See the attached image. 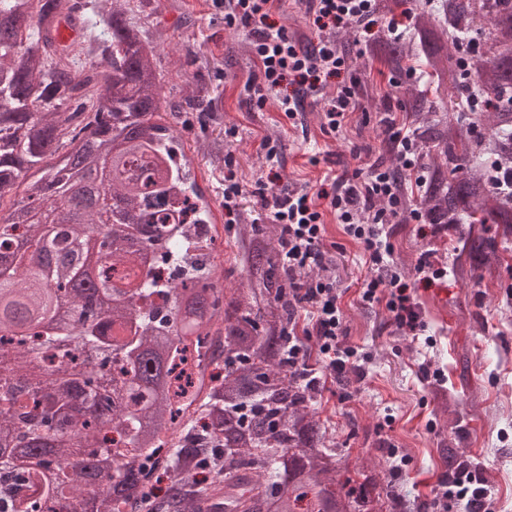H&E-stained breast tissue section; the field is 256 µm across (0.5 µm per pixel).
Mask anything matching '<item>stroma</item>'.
Instances as JSON below:
<instances>
[{
	"label": "stroma",
	"mask_w": 512,
	"mask_h": 512,
	"mask_svg": "<svg viewBox=\"0 0 512 512\" xmlns=\"http://www.w3.org/2000/svg\"><path fill=\"white\" fill-rule=\"evenodd\" d=\"M133 16L157 52L159 91L176 115L177 128L192 173L211 198L213 223L224 234V266L219 274L225 287L240 280L238 225L229 223L218 181L227 172L252 182L262 174L258 152L263 136L279 143L284 159L282 180L297 189L316 191L327 173L356 166L352 145L371 150V160L385 157L380 120L385 112L403 119L402 110H390L389 101L403 100L423 89V76L392 77L377 61L363 56L370 35L387 26L376 19L368 27L341 30L348 41V76L366 91L369 122L353 115L341 139L320 130L318 104L308 103L301 126L280 121L274 106L250 110L244 85L255 66L246 31L228 30L222 15L212 12L209 0H142ZM236 135H228L229 127ZM232 165H225V158ZM394 261L407 277H414L422 252L434 251L444 262H454L455 240L447 235L421 238L413 224L394 227ZM328 275L343 291L342 305L351 343L370 354L367 378L354 399L342 403L335 383H328L320 399L319 416L337 448L351 466L376 463L380 484L396 486L411 512H430L428 505L445 472L439 450L450 437L460 439L469 461L483 472L494 493V512H512V302L503 287H474L448 279L418 292L431 344L398 335L380 304L362 303L358 289L367 267L359 245L345 234L334 215L325 217ZM443 369L446 392L434 394L421 379L423 365ZM392 415L389 439L409 459L408 476L394 484L379 448V425Z\"/></svg>",
	"instance_id": "35a3bbf8"
}]
</instances>
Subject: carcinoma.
Masks as SVG:
<instances>
[{
    "instance_id": "obj_1",
    "label": "carcinoma",
    "mask_w": 512,
    "mask_h": 512,
    "mask_svg": "<svg viewBox=\"0 0 512 512\" xmlns=\"http://www.w3.org/2000/svg\"><path fill=\"white\" fill-rule=\"evenodd\" d=\"M71 0H0L10 24L0 40V512H201L202 496L224 489L223 512H383L375 510L372 471L350 465L330 443L316 411V394L288 368V326L295 317L291 277L281 237L253 230L240 236L244 280L224 292L205 255L194 276L174 283L169 320L156 324L137 301L157 287L154 262L177 263L190 226L208 210L190 173L178 162L181 143L163 111L154 49L128 18L132 0H112L104 30L87 51L52 37ZM433 18L418 21L400 41L378 36L371 57L393 75L424 73L435 93L404 101L415 125L426 182L409 192L411 177L389 172L405 208L420 205L430 224L457 235L455 280L500 283L512 271L499 242L512 237V193L488 180L489 157L512 166V0H437ZM488 33L482 59L470 65L451 48ZM466 102L481 91L491 109L448 111V89ZM40 174L25 195L3 208L20 180ZM100 180L117 208L101 209L72 225L43 217L61 208L67 186ZM171 194L194 201L190 220L147 219L154 199ZM60 255L35 261L21 244ZM101 260L94 289L107 301L83 304L86 275L80 257ZM67 305L71 319L59 317ZM192 336H210V360L224 363L220 387L207 395V431L164 460L167 480L159 502L146 484L151 471L131 461L136 452L157 466L159 436L181 425L174 409L194 401L203 381L188 375L173 388L175 358ZM121 428L123 448L107 430ZM222 457L224 481L190 490L199 461ZM446 472L468 463L464 451L440 449Z\"/></svg>"
}]
</instances>
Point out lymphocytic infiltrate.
<instances>
[{
  "label": "lymphocytic infiltrate",
  "instance_id": "f902f5d3",
  "mask_svg": "<svg viewBox=\"0 0 512 512\" xmlns=\"http://www.w3.org/2000/svg\"><path fill=\"white\" fill-rule=\"evenodd\" d=\"M377 0H302L316 37L311 44L290 35L287 28L270 24L276 0H212L224 14L228 29H246L256 70L246 86L250 104L265 109L274 103L282 119L295 122L304 101L321 96L322 130L336 135L352 115L364 111L363 93L357 80L337 84L326 92L330 78L347 69L348 59L336 44L334 32L371 22ZM382 141L404 170L418 173L421 153L414 129L389 118L382 122ZM261 214L284 232L282 261L292 274L291 292L296 306L309 314L307 327L288 328V358L299 368L307 386L321 388L325 378L343 380L347 375L363 379L366 356L348 340L342 294L331 277L324 275V211L332 209L348 236L360 244L369 273L361 284L360 298L367 304L384 305L389 323L403 336L422 335L427 325L415 295L416 285H428L448 274V268L425 251L416 266L417 281L409 283L393 264L392 225L417 223L421 233L434 232L419 210L403 213L401 188L380 163L368 169L343 170L325 177L317 193L279 184L261 188ZM313 278H306V271ZM491 493L479 469L465 466L450 477L440 478L431 506L433 512H484Z\"/></svg>",
  "mask_w": 512,
  "mask_h": 512
}]
</instances>
